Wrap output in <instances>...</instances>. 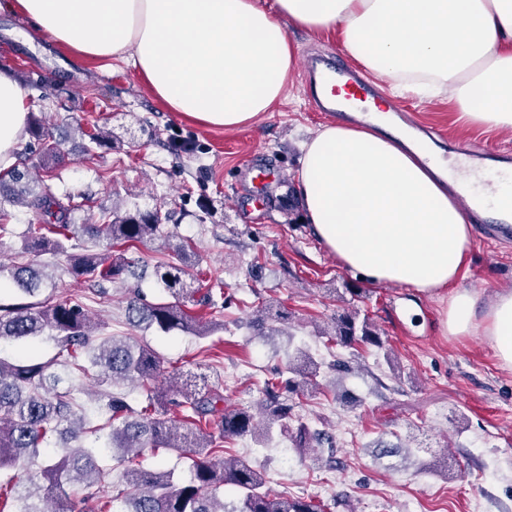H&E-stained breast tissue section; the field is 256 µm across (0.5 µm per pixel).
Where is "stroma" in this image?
I'll list each match as a JSON object with an SVG mask.
<instances>
[{
  "mask_svg": "<svg viewBox=\"0 0 512 512\" xmlns=\"http://www.w3.org/2000/svg\"><path fill=\"white\" fill-rule=\"evenodd\" d=\"M288 38L299 62L354 65L337 32L292 26ZM0 67L29 75L28 109L50 118L60 155L31 154L21 169L45 180L57 198L83 202L72 223L117 205L162 209L171 215L168 232L192 244L201 287L222 282L230 302L203 338L129 325L130 290L152 303L164 298L153 278L163 257L156 242L126 251L138 278L113 283L103 296L74 279L65 258H54L47 296L82 303L100 320L101 335L148 342L168 371L203 377L232 408L255 409L264 379L287 370L296 348L321 362L319 389L292 401L300 420L335 436L332 468L314 466L278 425L264 442L247 437L226 445L225 457L260 466L272 494L316 498L327 512H512V371L500 367L481 332L442 335L438 294L363 280L303 220L293 180L300 146L331 121L311 101L303 76L255 125L224 131L168 111L126 64L77 57L43 37L31 18L8 10L0 11ZM392 104L438 130L433 144L449 167L460 162L454 146L463 138L496 150L487 175L512 166V135L465 126L448 100ZM86 123L110 132L114 148L84 155L77 127ZM182 144L191 153L179 152ZM0 207L10 215L0 235L5 282L11 269L36 257L22 250L29 210L9 201ZM456 286L471 291L481 309L498 291L512 290V244L472 237ZM354 310L368 314L383 345L358 346L352 373L342 377L331 367L323 333ZM259 315L273 335L248 328ZM385 443L394 453L381 455Z\"/></svg>",
  "mask_w": 512,
  "mask_h": 512,
  "instance_id": "stroma-1",
  "label": "stroma"
}]
</instances>
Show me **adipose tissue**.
<instances>
[{"mask_svg": "<svg viewBox=\"0 0 512 512\" xmlns=\"http://www.w3.org/2000/svg\"><path fill=\"white\" fill-rule=\"evenodd\" d=\"M57 44L91 60L131 66L169 111L214 128L247 127L286 96L296 66L288 25L338 28L344 53L393 97L448 96L472 126L512 129V0H0ZM26 96L0 71V171L17 161ZM383 119L332 124L302 146L301 204L317 240L372 282L442 291L443 335L475 327L512 369V291L484 315L453 283L471 227L452 184L478 187L512 222V187L426 162L418 144L380 132Z\"/></svg>", "mask_w": 512, "mask_h": 512, "instance_id": "ef3b65f1", "label": "adipose tissue"}]
</instances>
